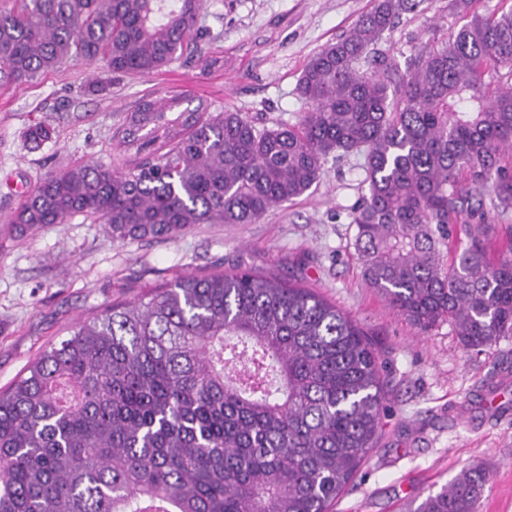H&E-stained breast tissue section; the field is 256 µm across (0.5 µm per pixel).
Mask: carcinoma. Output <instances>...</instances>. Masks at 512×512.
Segmentation results:
<instances>
[{"label": "carcinoma", "mask_w": 512, "mask_h": 512, "mask_svg": "<svg viewBox=\"0 0 512 512\" xmlns=\"http://www.w3.org/2000/svg\"><path fill=\"white\" fill-rule=\"evenodd\" d=\"M423 0H377L306 64L294 125L240 112L167 115L148 102L116 133L121 163L49 174L13 214L23 234L75 216L112 238L254 224L364 156L351 210L366 284L423 335L467 349L512 336V8L434 27L400 66L377 48ZM203 0H15L0 11V83L76 58L152 74L193 53ZM376 350L345 312L270 273L188 275L107 306L0 390V512H328L385 410ZM470 468L412 512H475Z\"/></svg>", "instance_id": "cac0c4a2"}]
</instances>
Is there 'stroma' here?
I'll list each match as a JSON object with an SVG mask.
<instances>
[{
	"mask_svg": "<svg viewBox=\"0 0 512 512\" xmlns=\"http://www.w3.org/2000/svg\"><path fill=\"white\" fill-rule=\"evenodd\" d=\"M197 50L150 75L68 60L31 82L0 86V387L74 324L115 302L189 274L253 270L317 290L374 344L386 390L376 443L331 512H408L461 471L489 482L476 512H512V336L477 351L453 327L427 334L398 316L363 278L350 211L368 191L364 158H328L317 184L254 224H197L165 239H113L76 217L18 235L9 219L48 174L109 162L112 137L146 100L297 123L308 61L349 31L374 0H204ZM448 0H425L378 44L405 62L436 26H461ZM101 79L106 89L88 85ZM43 123L52 137L28 150Z\"/></svg>",
	"mask_w": 512,
	"mask_h": 512,
	"instance_id": "35a3bbf8",
	"label": "stroma"
}]
</instances>
